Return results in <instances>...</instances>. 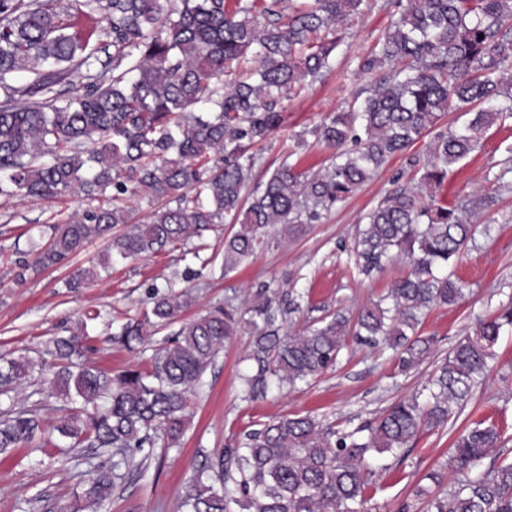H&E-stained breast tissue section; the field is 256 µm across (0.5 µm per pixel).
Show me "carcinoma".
I'll return each mask as SVG.
<instances>
[{
	"label": "carcinoma",
	"instance_id": "carcinoma-1",
	"mask_svg": "<svg viewBox=\"0 0 512 512\" xmlns=\"http://www.w3.org/2000/svg\"><path fill=\"white\" fill-rule=\"evenodd\" d=\"M365 0H0V197L55 199L79 193L108 199L51 227L36 264L57 265L104 240L98 265L66 283L101 277L116 258L170 251L214 224L229 222L220 269L227 275L278 237L302 233L322 212L352 195L392 157L404 153L447 112L467 109L457 129L437 134L416 184L387 192L365 215L355 244L362 271L394 258L410 273L359 312L301 334L282 332L279 315L293 305L259 289L241 308L228 304L182 317L188 292L154 290L150 308L109 336L129 351L151 333L180 323L149 368L116 374L85 361L87 325L51 340V364L24 354L0 358V395L21 390L33 373L49 392L31 406L0 411V454L41 448L57 436L68 448L112 452V471L91 477L80 512H99L110 488L141 471L154 448L177 447L189 397L238 329L250 332L245 378L249 398L307 383L336 364L352 336L395 351L402 371L424 361L435 338L419 333L424 311L450 306L463 288L448 274L474 239L484 197L447 204L425 194L450 166L477 150L485 133L512 117V0H407L358 70L367 96L311 130L331 151L317 171L283 162L250 198L254 147L282 122L283 101L330 68L339 37ZM112 65L93 73L104 42ZM86 69L81 90L66 87ZM27 74L23 85L14 83ZM231 76L226 81L224 77ZM158 206L144 220L128 202ZM121 225L118 233L113 229ZM512 306L480 321L437 367L419 396L399 400L352 431L315 417L283 416L241 432L183 488L184 512H365L372 483L367 458L397 457L425 427L448 422L480 383ZM67 404L51 426L41 411ZM505 448L501 430L479 421L460 433L444 473L451 488L427 512H512V462L481 471Z\"/></svg>",
	"mask_w": 512,
	"mask_h": 512
}]
</instances>
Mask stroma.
<instances>
[{
	"label": "stroma",
	"instance_id": "1",
	"mask_svg": "<svg viewBox=\"0 0 512 512\" xmlns=\"http://www.w3.org/2000/svg\"><path fill=\"white\" fill-rule=\"evenodd\" d=\"M398 10L399 0H368L362 12L353 16L330 69L285 100L281 125L257 148L260 163L253 171L255 182L266 181L285 160L304 169L326 165L329 152L316 143L311 130L328 114L347 110L354 100L363 99L369 79L359 72L358 62L387 31ZM433 140V134L424 135L408 155L427 158ZM510 144L512 119L490 128L480 148L452 167L447 180L434 190L438 199L451 204L485 193L494 196L495 202L478 215L479 224L489 225V233H476L474 243L454 267L466 288L465 299L426 311L422 318L421 334L438 340L433 359L402 375L390 350L351 340L337 364L316 379L249 400L242 392V378L249 371L245 356L251 337L239 332L225 341L202 387L191 395L179 447L155 448L146 470L114 487L100 512H178L183 486L251 423L308 413L323 424L353 429L393 401L420 391L436 360L473 332L478 319L512 303V172L503 171L505 148ZM408 155L391 158L319 222L305 225L301 234L272 242L228 275L202 272L193 280L185 279V269L199 270L203 259L220 251L229 225H213L181 250L114 261L108 274L79 288H67L66 282L77 268L99 261L102 242L89 244L62 264L31 266L24 281H17L14 262L28 256L32 241L47 239L51 224L87 208L88 203L78 196L0 198V354L47 358L50 338L75 329L84 319L93 348L88 355L91 365L112 373L147 366L169 329L158 330L137 353L108 343L107 336L141 315L154 286L191 291L193 303L184 313L188 319L229 302L242 305L260 287H269L296 304L283 321L292 335L320 326L324 318L339 312L356 315L362 306L387 295L408 272L405 264L393 261L382 271L366 275L359 271L354 256L364 215L388 191L418 181L420 174L409 166ZM495 352L491 373L447 424L424 429L405 459L390 460L388 469L377 470L375 490L368 495L369 512H426L428 494L439 491L428 475L445 462L454 439L471 422L495 423L508 439L502 456L485 458L483 468L501 459L512 460V328L503 329ZM111 467V455L88 448L67 455L51 447L20 448L9 456L0 455V512H73L92 472Z\"/></svg>",
	"mask_w": 512,
	"mask_h": 512
}]
</instances>
